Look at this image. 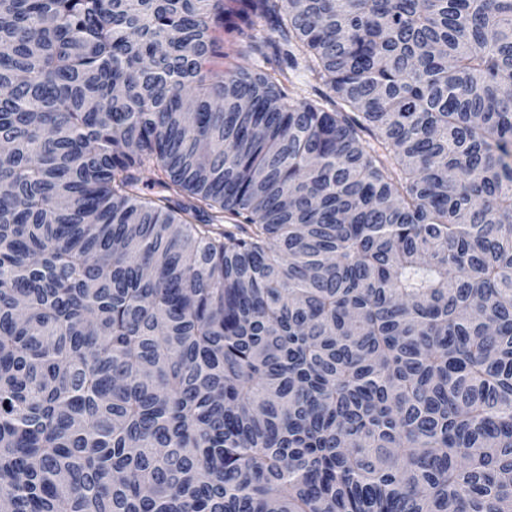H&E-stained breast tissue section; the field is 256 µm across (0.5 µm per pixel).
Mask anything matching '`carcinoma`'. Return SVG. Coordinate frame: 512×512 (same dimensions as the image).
I'll use <instances>...</instances> for the list:
<instances>
[{
    "instance_id": "carcinoma-1",
    "label": "carcinoma",
    "mask_w": 512,
    "mask_h": 512,
    "mask_svg": "<svg viewBox=\"0 0 512 512\" xmlns=\"http://www.w3.org/2000/svg\"><path fill=\"white\" fill-rule=\"evenodd\" d=\"M236 2L0 0V501L512 512V0ZM218 36L224 39V59H215L208 67L210 71L224 73L225 70H232L237 66H247L250 64L252 69L259 65L270 73H273L274 69H278V56L275 54L273 45L265 47L264 57L255 55L251 59L246 60L234 53L236 43L240 39L236 31L224 30V33L218 34ZM288 82L284 81V91L294 98L319 100L323 93L328 91L322 81L315 79L303 59L299 65L286 69Z\"/></svg>"
}]
</instances>
